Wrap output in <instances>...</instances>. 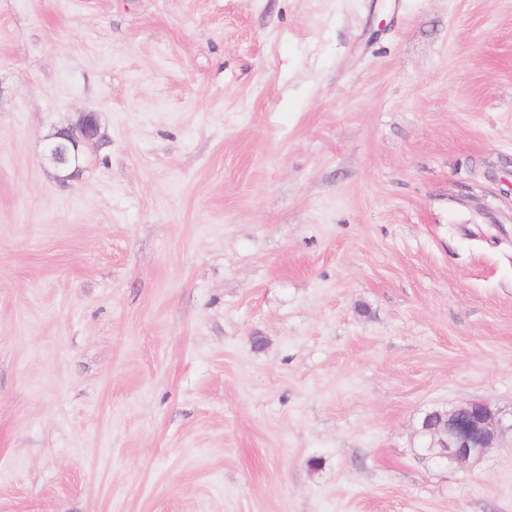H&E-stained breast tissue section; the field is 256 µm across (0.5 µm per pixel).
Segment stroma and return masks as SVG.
<instances>
[{
	"instance_id": "obj_1",
	"label": "stroma",
	"mask_w": 512,
	"mask_h": 512,
	"mask_svg": "<svg viewBox=\"0 0 512 512\" xmlns=\"http://www.w3.org/2000/svg\"><path fill=\"white\" fill-rule=\"evenodd\" d=\"M478 400L512 0H0V512H512L417 450ZM98 137L99 124L96 113H82L77 123L57 130L46 139L43 159L63 174L59 178L64 181L72 174L61 167L70 163L72 153H75L74 161L77 160L79 149L94 143Z\"/></svg>"
}]
</instances>
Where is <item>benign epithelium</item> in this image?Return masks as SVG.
I'll use <instances>...</instances> for the list:
<instances>
[{
	"instance_id": "7a95c632",
	"label": "benign epithelium",
	"mask_w": 512,
	"mask_h": 512,
	"mask_svg": "<svg viewBox=\"0 0 512 512\" xmlns=\"http://www.w3.org/2000/svg\"><path fill=\"white\" fill-rule=\"evenodd\" d=\"M99 137V124L94 112H84L77 123L57 130L46 139L43 159L62 173L61 180L70 178L64 167L71 161L72 154L94 143ZM512 423L505 424L503 417L493 412L482 401H472L449 411L436 409L425 412L419 424L418 433L433 436L444 431L447 436L445 450L435 453L432 446L420 450V455L437 464H453L466 469L479 461L489 449L496 447Z\"/></svg>"
}]
</instances>
